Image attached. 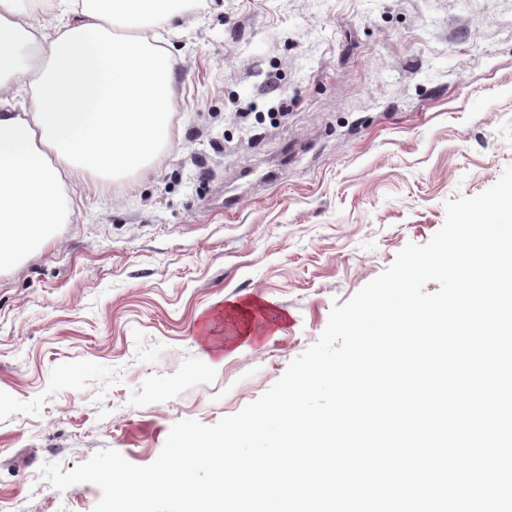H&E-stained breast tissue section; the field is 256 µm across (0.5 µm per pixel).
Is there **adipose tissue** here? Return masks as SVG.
<instances>
[{
    "label": "adipose tissue",
    "mask_w": 512,
    "mask_h": 512,
    "mask_svg": "<svg viewBox=\"0 0 512 512\" xmlns=\"http://www.w3.org/2000/svg\"><path fill=\"white\" fill-rule=\"evenodd\" d=\"M185 0H0V270L67 223L66 181L146 169L169 138L173 61L148 36L114 40L112 23L176 29ZM48 9L57 23L32 21Z\"/></svg>",
    "instance_id": "1"
}]
</instances>
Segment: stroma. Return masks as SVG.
Listing matches in <instances>:
<instances>
[{
  "instance_id": "35a3bbf8",
  "label": "stroma",
  "mask_w": 512,
  "mask_h": 512,
  "mask_svg": "<svg viewBox=\"0 0 512 512\" xmlns=\"http://www.w3.org/2000/svg\"><path fill=\"white\" fill-rule=\"evenodd\" d=\"M170 147L73 179L54 241L0 273V512L104 448L258 399L410 242L512 166V0H191Z\"/></svg>"
}]
</instances>
